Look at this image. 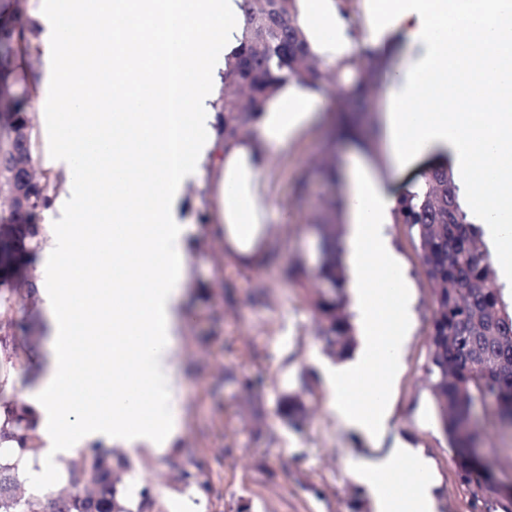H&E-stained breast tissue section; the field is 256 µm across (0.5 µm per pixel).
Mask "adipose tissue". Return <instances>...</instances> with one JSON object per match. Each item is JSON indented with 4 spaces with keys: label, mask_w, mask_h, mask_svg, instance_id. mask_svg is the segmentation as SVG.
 Listing matches in <instances>:
<instances>
[{
    "label": "adipose tissue",
    "mask_w": 512,
    "mask_h": 512,
    "mask_svg": "<svg viewBox=\"0 0 512 512\" xmlns=\"http://www.w3.org/2000/svg\"><path fill=\"white\" fill-rule=\"evenodd\" d=\"M242 0H69L57 19L32 100L50 161L65 183L45 212L35 298L49 339L37 385L21 397L36 411L46 448L21 468L44 491L56 460L93 442L129 452L173 448L181 428L173 364L182 327L186 183L208 189L223 224L259 226L270 205L258 187L266 150L298 136L322 99L296 79L280 81L255 124L260 151L225 148L215 102L227 60L241 46ZM309 53L336 65L359 42L399 41L388 75L382 136L385 166L358 158L341 174L348 224L343 261L359 346L322 367L332 414L378 446L396 405L409 302L384 227L400 195L438 154L463 177L505 285L512 286V0H360L348 19L339 0H295ZM492 94L494 111L477 96ZM112 221H100L103 203ZM380 259L381 266L368 262ZM148 264L130 284L125 271ZM106 365L132 385L99 392L91 372ZM407 470L409 492L389 475ZM355 484L374 512H437L436 476L420 450L396 444L353 462Z\"/></svg>",
    "instance_id": "ef3b65f1"
}]
</instances>
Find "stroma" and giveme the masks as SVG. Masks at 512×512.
<instances>
[{
	"label": "stroma",
	"instance_id": "stroma-1",
	"mask_svg": "<svg viewBox=\"0 0 512 512\" xmlns=\"http://www.w3.org/2000/svg\"><path fill=\"white\" fill-rule=\"evenodd\" d=\"M386 110L381 94L350 106L380 163L387 152L379 136ZM337 122L336 99L330 96L313 123L268 152L263 183L272 210L263 245L274 259L266 266L245 268L227 250L221 224L209 215L208 191L187 187L181 202V214L190 223L185 295L178 311L183 322L176 355L183 416L178 442L193 448L205 465L211 492L200 495L194 487L170 483L165 454L139 453L129 456L124 473L128 495H135L147 476L162 492L164 512H184L187 500L196 512H373L350 474L351 461L373 450L356 443L328 411L320 371L328 356L316 336L307 289L288 277L291 260L312 266L318 259L313 224L336 191L322 179L319 160L331 155L342 165L351 159V146L336 137ZM203 212L209 215L204 224L199 221ZM387 235L413 299L393 431L434 461L438 512H479L460 479L429 389L431 291L407 227L389 224ZM18 316L33 326L32 334L19 339L28 356L22 382L29 386L41 372L44 322L29 302L20 305ZM256 373L264 377L265 411L257 434L241 418L238 384L242 375ZM287 391L301 393L309 410L304 433L286 427L277 414V399ZM473 420L484 433L480 452L485 462L499 478L512 480V427L500 425L480 407Z\"/></svg>",
	"mask_w": 512,
	"mask_h": 512
}]
</instances>
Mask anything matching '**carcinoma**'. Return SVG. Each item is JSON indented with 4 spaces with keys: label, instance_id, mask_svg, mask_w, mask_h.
Masks as SVG:
<instances>
[{
    "label": "carcinoma",
    "instance_id": "carcinoma-1",
    "mask_svg": "<svg viewBox=\"0 0 512 512\" xmlns=\"http://www.w3.org/2000/svg\"><path fill=\"white\" fill-rule=\"evenodd\" d=\"M293 0H242L245 42L241 53L228 62L224 71L223 103L219 113L224 148L239 143L261 146L254 139L253 120L276 90L282 77L273 68L286 69V77L304 84H336V106L349 107L355 99H366L381 84L384 60L369 48L333 68L322 66L310 56L304 36L297 27ZM4 42H16L18 51L0 53V94L3 82L11 77L28 82L21 65L24 51L31 46L36 30L30 19L17 14L0 26ZM28 96L12 95L0 106V192L15 199L9 214L0 217V277L9 280V270L17 261L27 262L36 253L40 237V214L51 199L48 178L20 183L16 154L22 147L14 134L29 126ZM418 181L421 188L400 198L394 223L408 226L412 242L428 281L432 297L430 391L443 431L452 448H476L481 433L472 423L474 408L489 406L496 417L512 424V307L503 299L479 229L467 222L459 202V174L433 157ZM340 196L328 200L317 227L322 252L318 265L309 269L299 261L292 264L294 282L307 288L318 282L328 286L311 299L322 325L320 339L334 356L348 352L353 343L350 314L343 299L346 278L341 261ZM34 281L26 279L19 288L0 293V450L10 464L0 466V512H162L158 498L162 492L144 483L139 501L130 507L118 488L120 474L127 468L121 451L89 446L59 459L63 477L45 495L22 497L25 480L20 463L25 457L38 458L43 440L37 416L17 396L3 399L7 387L15 386L27 356L16 344L20 324L17 307L34 301ZM241 402L255 429L264 419L261 395L255 383L242 385ZM277 410L293 431L303 430L307 409L301 395L284 393ZM173 479L206 494L211 492L208 473L185 448L170 451ZM459 474L464 484L489 483L492 469L473 457L461 454Z\"/></svg>",
    "mask_w": 512,
    "mask_h": 512
}]
</instances>
